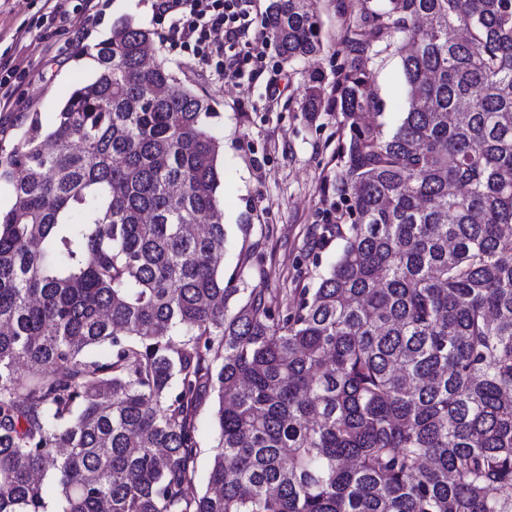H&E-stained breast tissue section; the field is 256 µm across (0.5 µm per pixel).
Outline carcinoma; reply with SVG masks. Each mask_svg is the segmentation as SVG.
Wrapping results in <instances>:
<instances>
[{
  "mask_svg": "<svg viewBox=\"0 0 512 512\" xmlns=\"http://www.w3.org/2000/svg\"><path fill=\"white\" fill-rule=\"evenodd\" d=\"M263 29L323 50L315 0ZM396 33L388 131L362 62ZM149 40L115 27L0 158V512H512V0H358L304 105L349 126L343 246L281 314L224 278L214 112ZM213 396L206 395L198 409L197 422L199 427L200 448L197 465L199 475L204 478L207 468L212 460L211 445V428H212V410Z\"/></svg>",
  "mask_w": 512,
  "mask_h": 512,
  "instance_id": "cac0c4a2",
  "label": "carcinoma"
}]
</instances>
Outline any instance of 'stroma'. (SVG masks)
<instances>
[{"instance_id": "stroma-1", "label": "stroma", "mask_w": 512, "mask_h": 512, "mask_svg": "<svg viewBox=\"0 0 512 512\" xmlns=\"http://www.w3.org/2000/svg\"><path fill=\"white\" fill-rule=\"evenodd\" d=\"M272 2L254 0L245 35L263 56L260 76L219 74L188 53L172 51L161 39L154 0H100L94 20L78 30L42 23L43 0H0V54L21 55L27 64L15 96L48 128L63 101L93 73L94 62L84 48L109 38L124 21L149 30L154 60L165 61L185 86L207 96L215 111L208 124L224 146V272L243 268L247 282L262 286L267 305L281 312L300 289L316 287L341 249L339 241H323L321 226L336 217L331 183L348 128L341 113L312 115L302 105L312 72H321L325 89H332L344 61L341 41L348 19L338 12L337 0H316L325 49L285 62L262 36ZM20 30L25 37L17 45L13 39ZM365 68L383 101L386 125L395 126L407 110L399 54L379 53L366 59ZM276 74L288 87L270 98L265 85Z\"/></svg>"}]
</instances>
